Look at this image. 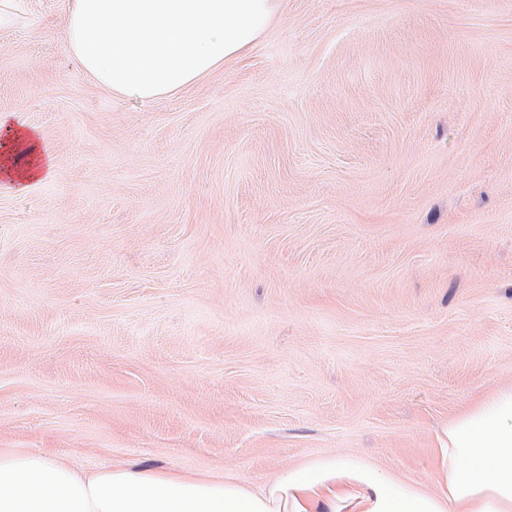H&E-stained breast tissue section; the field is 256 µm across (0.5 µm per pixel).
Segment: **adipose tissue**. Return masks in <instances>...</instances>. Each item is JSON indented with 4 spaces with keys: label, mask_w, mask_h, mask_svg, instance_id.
Wrapping results in <instances>:
<instances>
[{
    "label": "adipose tissue",
    "mask_w": 512,
    "mask_h": 512,
    "mask_svg": "<svg viewBox=\"0 0 512 512\" xmlns=\"http://www.w3.org/2000/svg\"><path fill=\"white\" fill-rule=\"evenodd\" d=\"M278 0H72L68 49L96 83L150 100L247 54ZM53 164L39 135L0 114V176L30 189ZM436 486L401 483L364 460L321 457L251 490L233 480L0 450V512H512V387L450 420Z\"/></svg>",
    "instance_id": "1"
}]
</instances>
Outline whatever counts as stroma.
<instances>
[{
	"mask_svg": "<svg viewBox=\"0 0 512 512\" xmlns=\"http://www.w3.org/2000/svg\"><path fill=\"white\" fill-rule=\"evenodd\" d=\"M16 0L0 113V448L258 487L358 456L432 489L449 419L512 386V0H279L154 100ZM10 119L0 114L1 177L21 184L23 189H31L53 176L52 160L40 147L35 130L21 123L9 124Z\"/></svg>",
	"mask_w": 512,
	"mask_h": 512,
	"instance_id": "35a3bbf8",
	"label": "stroma"
}]
</instances>
